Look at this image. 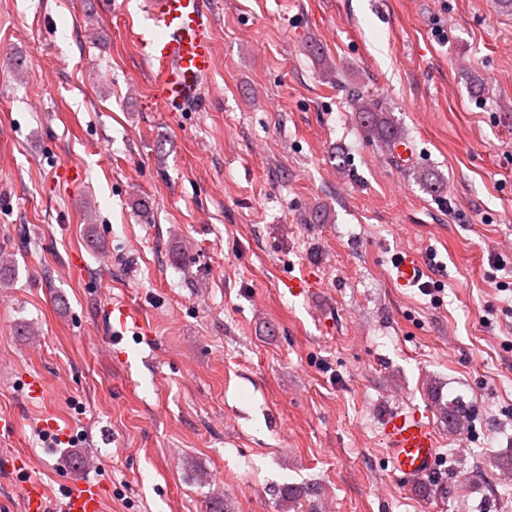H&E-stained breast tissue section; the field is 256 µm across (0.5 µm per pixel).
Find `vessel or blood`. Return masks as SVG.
I'll list each match as a JSON object with an SVG mask.
<instances>
[{
	"label": "vessel or blood",
	"mask_w": 512,
	"mask_h": 512,
	"mask_svg": "<svg viewBox=\"0 0 512 512\" xmlns=\"http://www.w3.org/2000/svg\"><path fill=\"white\" fill-rule=\"evenodd\" d=\"M145 20L133 38L153 73L154 96L161 107L181 112L201 99L205 79L215 68L213 14L209 0H147ZM397 287H421L426 271L411 252L398 253L392 265ZM392 472L410 481L430 475L439 461V441L427 413L398 409L382 427ZM0 471L18 481L22 512H102L103 489L92 480L64 484L56 499L37 476L32 456L17 451L0 456Z\"/></svg>",
	"instance_id": "vessel-or-blood-1"
}]
</instances>
